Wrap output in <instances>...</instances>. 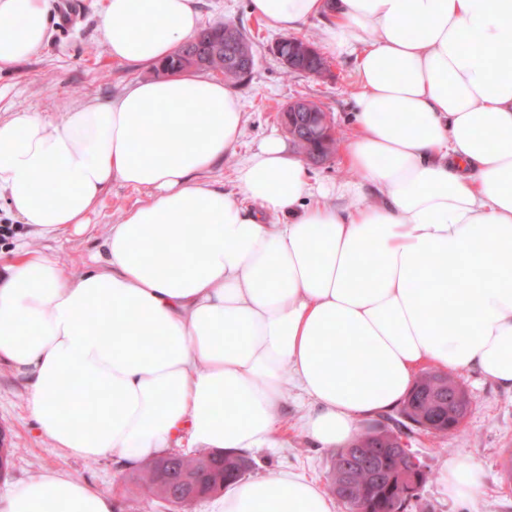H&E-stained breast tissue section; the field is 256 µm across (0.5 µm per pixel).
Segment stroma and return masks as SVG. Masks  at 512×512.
<instances>
[{
    "label": "stroma",
    "instance_id": "stroma-1",
    "mask_svg": "<svg viewBox=\"0 0 512 512\" xmlns=\"http://www.w3.org/2000/svg\"><path fill=\"white\" fill-rule=\"evenodd\" d=\"M51 5L55 20L49 40L28 59L0 71L1 118L18 110L57 115L77 104L106 103L131 82L154 77L153 66L112 60L102 38L100 0H51ZM199 9L203 24L226 20L250 33L257 65L252 79L234 88L244 112L237 147L198 173V180L227 193L237 192L240 164L267 135L283 131L280 111L300 96L310 97L329 112L340 138L326 159L309 164L311 175L323 182L357 180V173L343 162V142L351 133L358 91L353 58L330 55L331 73L324 78L304 74L285 78L281 65L269 52L281 32L253 14L250 0H199ZM149 196L146 189L114 183L82 233L43 239L36 246L67 272H77L98 250L108 225L120 221L127 210L145 203ZM461 378L470 396V408L460 428L445 436L417 432L408 440L409 448L424 461L429 473L411 512H512V475L503 467L504 456L512 449V393L475 373H462ZM308 409L307 399L297 390H289L282 414L284 443L278 448L247 450L253 461L250 477L285 471L322 486L327 484L334 451L306 433ZM0 439L17 450L7 478L0 480V491L7 483L54 470L109 493L116 512H171L163 500L134 483V470L121 468L109 459L74 457L53 448L27 415L23 386L2 368ZM461 453L482 468L480 491L469 499L448 496L438 478L442 464Z\"/></svg>",
    "mask_w": 512,
    "mask_h": 512
}]
</instances>
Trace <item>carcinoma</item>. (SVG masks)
<instances>
[{
    "instance_id": "carcinoma-1",
    "label": "carcinoma",
    "mask_w": 512,
    "mask_h": 512,
    "mask_svg": "<svg viewBox=\"0 0 512 512\" xmlns=\"http://www.w3.org/2000/svg\"><path fill=\"white\" fill-rule=\"evenodd\" d=\"M255 43L248 33L232 22L217 23L200 29L171 57L159 63L157 73L177 74L187 70L218 71L231 84L251 79L256 65ZM251 61L247 67L243 61ZM293 140L298 152L309 161L327 155L336 144V132L329 128L324 139L299 132ZM470 405L463 384L448 373L427 371L420 374L398 415H389L387 425H375L361 432L346 450L332 458L328 488L344 501L348 512H408L412 485L426 482L428 473L413 470L405 456L393 452L402 438L415 431H429L425 423L439 424L451 432L457 429ZM251 461L239 454L222 456L201 451L193 457L171 454L142 467L135 482L147 492L161 498H178L186 494L184 478L197 485L198 496L224 489L226 480L243 478Z\"/></svg>"
}]
</instances>
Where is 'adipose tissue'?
I'll return each mask as SVG.
<instances>
[{
	"label": "adipose tissue",
	"instance_id": "ef3b65f1",
	"mask_svg": "<svg viewBox=\"0 0 512 512\" xmlns=\"http://www.w3.org/2000/svg\"><path fill=\"white\" fill-rule=\"evenodd\" d=\"M283 32L326 18L356 59L355 182L312 181L269 135L239 194L198 181L233 151L242 106L193 73L132 83L60 117L0 120V196L40 238L83 231L113 183L150 191L78 273L28 244L0 273V365L65 454L135 466L189 443L274 448L288 386L327 448L402 402L425 367L512 392V0H251ZM49 0H0V70L46 41ZM113 60L155 63L201 26L198 0H103ZM282 216L279 224L267 223ZM454 498L479 467L441 468ZM311 481L228 484L210 512H334ZM0 512H114L109 494L46 472Z\"/></svg>",
	"mask_w": 512,
	"mask_h": 512
}]
</instances>
